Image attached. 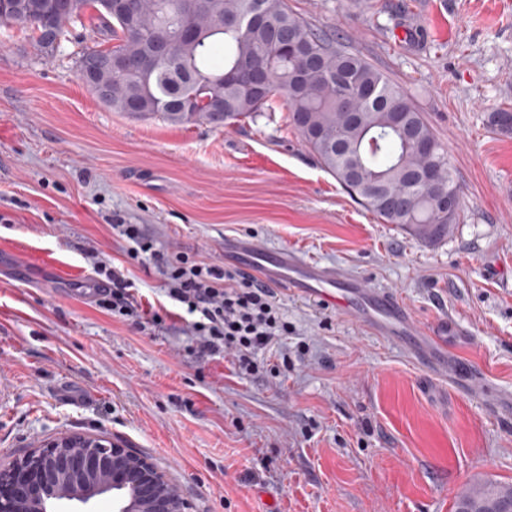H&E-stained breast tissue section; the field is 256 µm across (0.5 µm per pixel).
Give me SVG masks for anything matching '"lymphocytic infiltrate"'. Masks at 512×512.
I'll return each instance as SVG.
<instances>
[{"label":"lymphocytic infiltrate","instance_id":"f902f5d3","mask_svg":"<svg viewBox=\"0 0 512 512\" xmlns=\"http://www.w3.org/2000/svg\"><path fill=\"white\" fill-rule=\"evenodd\" d=\"M112 232L124 243L123 265L96 247L86 251L100 308L141 330L179 315L191 338L188 355L230 359L242 374L266 370L264 354L291 331L272 288L238 269L170 251L143 225L116 224ZM147 262L163 279L165 304L147 307L137 299L132 269Z\"/></svg>","mask_w":512,"mask_h":512}]
</instances>
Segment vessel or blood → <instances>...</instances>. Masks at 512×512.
I'll list each match as a JSON object with an SVG mask.
<instances>
[{
	"instance_id": "vessel-or-blood-1",
	"label": "vessel or blood",
	"mask_w": 512,
	"mask_h": 512,
	"mask_svg": "<svg viewBox=\"0 0 512 512\" xmlns=\"http://www.w3.org/2000/svg\"><path fill=\"white\" fill-rule=\"evenodd\" d=\"M224 251L249 270L261 272L268 285L287 283L299 295L363 320L374 335L406 341L415 361L430 372L440 373L447 366V351L423 345L424 330L397 294L365 287L356 277L312 264L288 250L261 253L249 244L229 241Z\"/></svg>"
}]
</instances>
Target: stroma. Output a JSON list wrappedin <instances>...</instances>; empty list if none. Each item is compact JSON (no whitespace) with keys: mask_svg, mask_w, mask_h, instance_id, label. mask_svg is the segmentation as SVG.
Here are the masks:
<instances>
[{"mask_svg":"<svg viewBox=\"0 0 512 512\" xmlns=\"http://www.w3.org/2000/svg\"><path fill=\"white\" fill-rule=\"evenodd\" d=\"M288 0L403 86L448 152L457 224L425 243L385 224L324 171L274 111L216 130L106 108L76 58L0 27V456L68 433L120 442L166 471L193 512H454L484 482L512 490V0ZM224 264V242L290 249L394 291L413 319L462 332L450 359L481 370L462 392L342 311L277 288L295 331L268 353L287 373L238 375L185 353L184 323L139 330L55 268L122 261L115 219Z\"/></svg>","mask_w":512,"mask_h":512,"instance_id":"obj_1","label":"stroma"}]
</instances>
